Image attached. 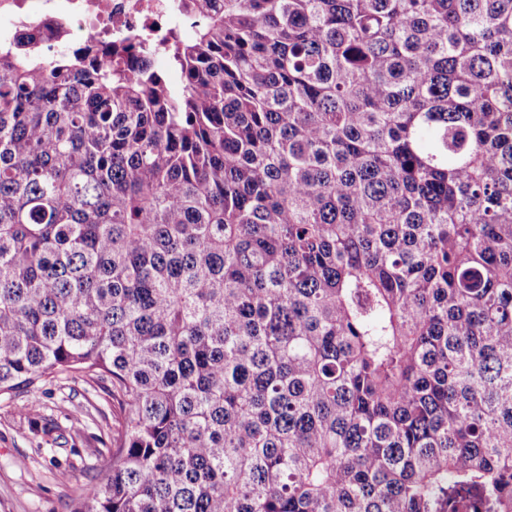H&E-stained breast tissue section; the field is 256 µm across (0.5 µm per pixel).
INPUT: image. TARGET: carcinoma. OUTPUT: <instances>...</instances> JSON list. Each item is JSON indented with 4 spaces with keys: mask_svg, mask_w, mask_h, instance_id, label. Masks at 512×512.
I'll return each mask as SVG.
<instances>
[{
    "mask_svg": "<svg viewBox=\"0 0 512 512\" xmlns=\"http://www.w3.org/2000/svg\"><path fill=\"white\" fill-rule=\"evenodd\" d=\"M0 43V396L109 382L70 512H512V0H178ZM2 20V23H1ZM61 23L63 24L61 27ZM193 21L175 5V0H2L0 40L32 39L56 52L87 45L105 49L117 46L131 35L156 46L147 61L167 70L173 87L179 73L170 68L160 48L169 34L183 36ZM61 27V28H59ZM193 30L186 34L190 39ZM159 59V60H158Z\"/></svg>",
    "mask_w": 512,
    "mask_h": 512,
    "instance_id": "obj_1",
    "label": "carcinoma"
}]
</instances>
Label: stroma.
I'll return each instance as SVG.
<instances>
[{
	"label": "stroma",
	"instance_id": "stroma-1",
	"mask_svg": "<svg viewBox=\"0 0 512 512\" xmlns=\"http://www.w3.org/2000/svg\"><path fill=\"white\" fill-rule=\"evenodd\" d=\"M107 382L61 373L0 397V512H70L112 460Z\"/></svg>",
	"mask_w": 512,
	"mask_h": 512
}]
</instances>
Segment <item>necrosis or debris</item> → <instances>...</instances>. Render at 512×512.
Segmentation results:
<instances>
[{"label": "necrosis or debris", "mask_w": 512, "mask_h": 512, "mask_svg": "<svg viewBox=\"0 0 512 512\" xmlns=\"http://www.w3.org/2000/svg\"><path fill=\"white\" fill-rule=\"evenodd\" d=\"M192 26L175 0H0V40L32 39L52 52L131 36L158 46Z\"/></svg>", "instance_id": "necrosis-or-debris-1"}]
</instances>
